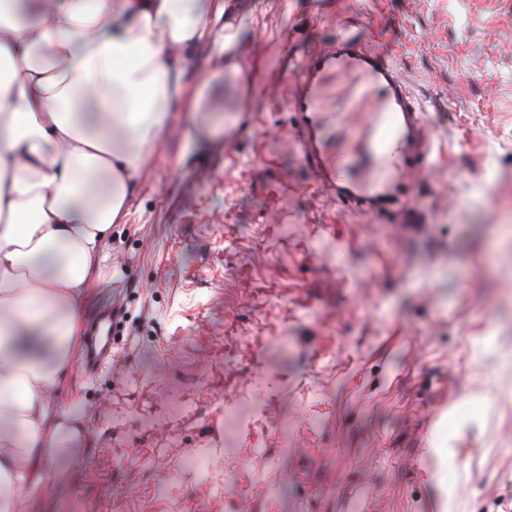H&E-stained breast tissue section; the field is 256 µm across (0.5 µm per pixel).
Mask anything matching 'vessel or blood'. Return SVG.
<instances>
[{"label": "vessel or blood", "mask_w": 512, "mask_h": 512, "mask_svg": "<svg viewBox=\"0 0 512 512\" xmlns=\"http://www.w3.org/2000/svg\"><path fill=\"white\" fill-rule=\"evenodd\" d=\"M342 83L345 115L366 112L367 123L345 127L343 147L320 151L310 130L318 118L320 97L328 76ZM290 111L298 115L301 153L318 184L352 208L375 209L363 186L352 177L356 166L368 168L375 186H383L392 169L404 172L407 191H415L431 163L436 135L426 122L406 82L387 52L363 39L347 36L313 52L289 70Z\"/></svg>", "instance_id": "1"}]
</instances>
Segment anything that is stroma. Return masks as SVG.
Instances as JSON below:
<instances>
[{"label": "stroma", "instance_id": "1", "mask_svg": "<svg viewBox=\"0 0 512 512\" xmlns=\"http://www.w3.org/2000/svg\"><path fill=\"white\" fill-rule=\"evenodd\" d=\"M213 29L185 84L229 130L172 107L85 302L124 312L112 360L72 358L79 437L27 512H512V366L487 354H512V0H231ZM344 35L439 134L392 221L320 187L286 105Z\"/></svg>", "mask_w": 512, "mask_h": 512}]
</instances>
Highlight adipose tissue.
<instances>
[{
    "mask_svg": "<svg viewBox=\"0 0 512 512\" xmlns=\"http://www.w3.org/2000/svg\"><path fill=\"white\" fill-rule=\"evenodd\" d=\"M224 0H0V512L75 444L50 398L83 304Z\"/></svg>",
    "mask_w": 512,
    "mask_h": 512,
    "instance_id": "obj_1",
    "label": "adipose tissue"
}]
</instances>
